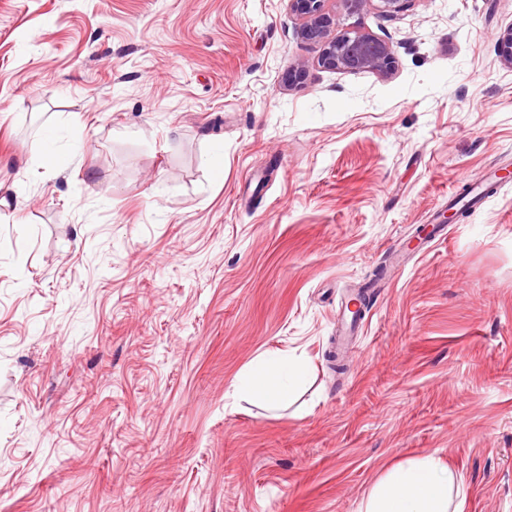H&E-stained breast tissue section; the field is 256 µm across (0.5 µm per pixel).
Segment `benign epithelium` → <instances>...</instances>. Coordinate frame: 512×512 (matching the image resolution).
<instances>
[{
	"instance_id": "7a95c632",
	"label": "benign epithelium",
	"mask_w": 512,
	"mask_h": 512,
	"mask_svg": "<svg viewBox=\"0 0 512 512\" xmlns=\"http://www.w3.org/2000/svg\"><path fill=\"white\" fill-rule=\"evenodd\" d=\"M385 16L404 9L406 0H342L346 14L361 13L372 2ZM327 0H288V11L302 21L301 36L320 46L316 64L344 72L387 74L394 67L391 44L370 33L347 27L336 31V16L326 12Z\"/></svg>"
}]
</instances>
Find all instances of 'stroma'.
<instances>
[{"label": "stroma", "instance_id": "obj_1", "mask_svg": "<svg viewBox=\"0 0 512 512\" xmlns=\"http://www.w3.org/2000/svg\"><path fill=\"white\" fill-rule=\"evenodd\" d=\"M325 7L394 70L318 67L287 0H0V512H359L432 452L512 512V0ZM273 355L284 409L239 390ZM303 366L286 357L257 361L247 372L246 394L271 409L288 407L304 379Z\"/></svg>", "mask_w": 512, "mask_h": 512}]
</instances>
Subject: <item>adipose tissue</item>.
Masks as SVG:
<instances>
[{
  "label": "adipose tissue",
  "mask_w": 512,
  "mask_h": 512,
  "mask_svg": "<svg viewBox=\"0 0 512 512\" xmlns=\"http://www.w3.org/2000/svg\"><path fill=\"white\" fill-rule=\"evenodd\" d=\"M305 375L295 360L260 359L249 369L246 394L271 409L287 407ZM454 472L436 455L429 454L393 465L375 483L360 512H460Z\"/></svg>",
  "instance_id": "obj_1"
}]
</instances>
